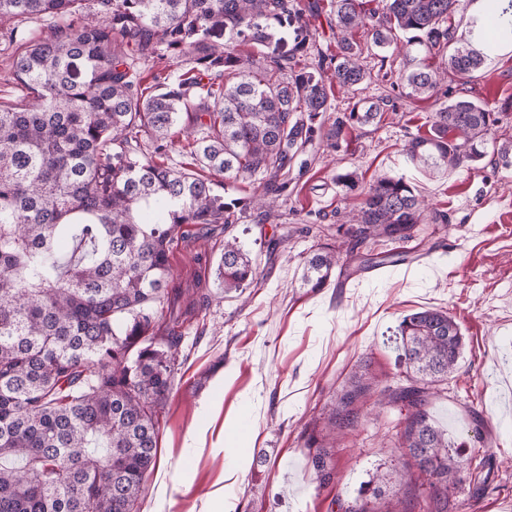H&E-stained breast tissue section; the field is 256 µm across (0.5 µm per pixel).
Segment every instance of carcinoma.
<instances>
[{
	"instance_id": "1",
	"label": "carcinoma",
	"mask_w": 512,
	"mask_h": 512,
	"mask_svg": "<svg viewBox=\"0 0 512 512\" xmlns=\"http://www.w3.org/2000/svg\"><path fill=\"white\" fill-rule=\"evenodd\" d=\"M460 0H384L371 15L363 0H333L339 54L296 68L315 47L308 18L288 0H0V25L12 23L11 69L22 95L0 101V512H134L157 464L156 408L172 388L176 347L208 296L172 288L170 254L183 226L224 229L246 210L288 190V171L328 110L326 84L351 88L367 77L362 48L348 34L372 22L374 44L429 55L448 51L444 71L412 59L392 86L406 95H443L432 136L405 146L432 170L478 160L497 123L487 104L441 90L445 75L473 79L486 54L451 45L448 19ZM52 17L49 32L28 34V19ZM488 46L512 41V0H486ZM263 41L258 59L226 39ZM193 67L176 80L142 86L139 66L160 46ZM213 74L203 81L206 73ZM386 101L353 105L325 132L338 145L346 127L380 122ZM207 174L165 163L173 137ZM253 191L224 197V180ZM354 170L336 174L348 192ZM446 215L427 207L404 178L380 177L359 207L308 261L305 284L323 288L341 275L405 262L367 243H407ZM224 293L243 291L255 267L234 236L224 237L216 268ZM405 382L363 374L336 397L328 432L357 427L362 401L406 409L398 447L428 476L425 512H448L450 495L472 477L471 459L448 446L429 411L432 387L448 380L464 348L447 312L422 309L398 326ZM317 479L332 481L328 452L307 447Z\"/></svg>"
}]
</instances>
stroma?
Segmentation results:
<instances>
[{
	"mask_svg": "<svg viewBox=\"0 0 512 512\" xmlns=\"http://www.w3.org/2000/svg\"><path fill=\"white\" fill-rule=\"evenodd\" d=\"M352 38L371 80L332 86L330 126L356 101L387 98L378 125L345 131L337 147L315 137L294 160L288 190L269 213L247 212L231 227L196 225L171 256L175 285L200 284L209 297L177 347L178 369L159 414L158 463L137 512H341L340 502L379 478L378 508L404 497L394 450L404 415L392 410L361 418L327 458L333 480L320 487L302 431L329 415L331 399L352 375L385 380L401 372L395 329L422 308L448 311L465 348L456 372L433 399L430 413L461 453L484 458L478 485L456 490L451 512H512V46L490 52L478 78L449 77L456 96L477 98L497 112L483 157L453 171H429L408 161L404 146L431 134L439 103L408 98L386 78L406 68L395 47L373 48L371 31ZM357 171L362 187L378 177H402L429 210L446 214L436 239L445 250L362 274L345 287L313 290L302 282L311 254L336 240L337 215L357 204L336 183ZM236 236L256 268L257 286L225 294L196 260L218 259L225 235ZM277 248H270V239ZM201 430L202 441L191 433Z\"/></svg>",
	"mask_w": 512,
	"mask_h": 512,
	"instance_id": "35a3bbf8",
	"label": "stroma"
}]
</instances>
